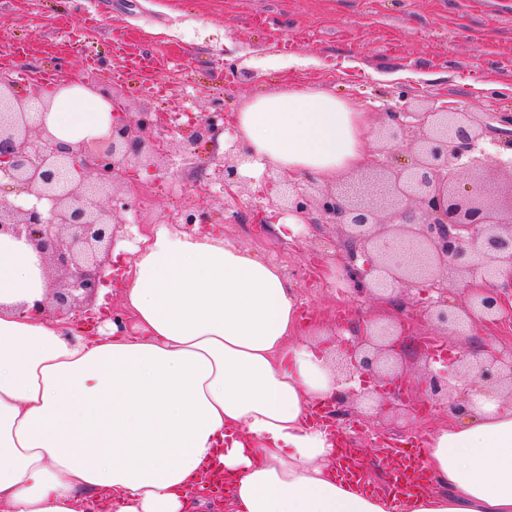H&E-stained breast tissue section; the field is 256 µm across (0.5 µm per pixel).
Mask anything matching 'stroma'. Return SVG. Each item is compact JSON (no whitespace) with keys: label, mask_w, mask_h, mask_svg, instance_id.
<instances>
[{"label":"stroma","mask_w":512,"mask_h":512,"mask_svg":"<svg viewBox=\"0 0 512 512\" xmlns=\"http://www.w3.org/2000/svg\"><path fill=\"white\" fill-rule=\"evenodd\" d=\"M96 17L87 27L85 15ZM123 38L147 68L120 78L112 51ZM299 58L285 71L261 70L264 57ZM0 69L63 71L99 92L119 93L131 111L220 112L225 127L253 98L294 84L319 86L360 100L378 121L390 112H424L447 105L467 112L477 126L496 125L512 113V0H0ZM170 83L166 101L151 86ZM223 149L199 146L176 177L141 170L144 189L125 221H159L197 199L220 211L204 193ZM251 180L224 231L242 246L280 266L296 282L306 310L302 331L327 335L348 330L378 311V299L356 298L349 286L309 288L332 254L337 229L305 225L286 242L252 222ZM363 409L339 424L342 437L361 448L370 487L380 490L388 473L371 453L377 434L417 446L447 424V409Z\"/></svg>","instance_id":"1"}]
</instances>
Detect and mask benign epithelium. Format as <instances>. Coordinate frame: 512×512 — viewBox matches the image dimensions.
Here are the masks:
<instances>
[{
  "label": "benign epithelium",
  "instance_id": "7a95c632",
  "mask_svg": "<svg viewBox=\"0 0 512 512\" xmlns=\"http://www.w3.org/2000/svg\"><path fill=\"white\" fill-rule=\"evenodd\" d=\"M28 101L15 93L12 81L0 80V192L35 198L22 206L0 195V235L34 243L51 275L50 293L29 314L48 311L81 333L99 323L101 288L123 285L112 249L117 238L133 236L132 225L120 220L134 195L130 173L152 167L164 177L172 174L175 157L186 161L192 148L216 143L223 114L114 112L108 136L72 146L30 122ZM388 117L378 134L387 144L412 134L411 163L375 160L370 180L355 191L318 188L311 180L303 184L269 168L263 179L279 190L273 206L306 224L340 229L332 268L355 296L390 291L402 299L425 283L436 293L427 307L443 333L476 317L498 320L512 298V282L506 288L495 282L502 269L512 270V160L489 167L486 155L478 153L483 130L463 112L445 107ZM185 125L192 134L178 153L172 146ZM247 161L240 152L223 160L217 184L226 211L238 205L245 186L239 168ZM492 169L505 176L497 194L486 187ZM459 170L471 174V190L458 189ZM163 223L194 235L216 232L211 215L194 204ZM389 234L403 244L398 255L379 244ZM476 270L485 278L479 291L468 284ZM412 347L397 327L375 322L349 338L336 337V379L359 383L347 388L346 397L380 408L392 398L394 409L408 408L414 382L396 367ZM421 387L433 403L446 402L450 412L461 413L475 395L502 388L512 394V356L503 357L488 343L449 358L444 369L427 361Z\"/></svg>",
  "mask_w": 512,
  "mask_h": 512
}]
</instances>
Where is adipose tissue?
<instances>
[{
  "instance_id": "adipose-tissue-1",
  "label": "adipose tissue",
  "mask_w": 512,
  "mask_h": 512,
  "mask_svg": "<svg viewBox=\"0 0 512 512\" xmlns=\"http://www.w3.org/2000/svg\"><path fill=\"white\" fill-rule=\"evenodd\" d=\"M42 121L75 145L108 135L110 106L63 88ZM371 113L308 85L254 98L226 144L251 154L239 172L274 167L334 183L364 167ZM136 247L116 328L70 340L44 299L33 245L0 235V506L77 512L106 494L115 512H201L200 473L235 479L228 512H393L390 499L339 482L334 437L309 423L341 392L327 351L298 343L295 283L230 237L150 225ZM433 486L404 512H512V398L478 395L430 433Z\"/></svg>"
}]
</instances>
